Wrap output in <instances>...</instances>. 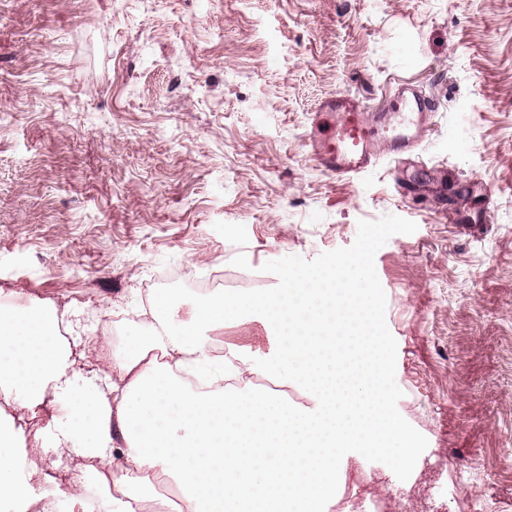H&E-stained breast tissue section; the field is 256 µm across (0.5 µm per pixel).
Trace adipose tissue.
I'll return each instance as SVG.
<instances>
[{"label":"adipose tissue","mask_w":512,"mask_h":512,"mask_svg":"<svg viewBox=\"0 0 512 512\" xmlns=\"http://www.w3.org/2000/svg\"><path fill=\"white\" fill-rule=\"evenodd\" d=\"M353 264L342 257L321 271L281 267L277 288L208 295L176 325L170 298L159 295L157 324L113 351L102 387L90 380L74 388L55 307L0 314V400L33 408L47 389L62 395L50 441L80 459L63 491L72 501L95 483L105 512H329L353 451L383 452L400 465L413 454L390 406L374 291L352 274ZM245 313L276 330L281 347L263 368L227 352L233 373L299 380L311 407L254 388L202 392L181 381L182 369L215 372L203 329ZM18 438L0 428V501L35 494L33 475L14 452ZM161 480L174 486V497L157 493Z\"/></svg>","instance_id":"ef3b65f1"}]
</instances>
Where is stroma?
<instances>
[{"mask_svg": "<svg viewBox=\"0 0 512 512\" xmlns=\"http://www.w3.org/2000/svg\"><path fill=\"white\" fill-rule=\"evenodd\" d=\"M436 114L341 180L326 98ZM366 253L414 445L349 458L354 512H512V0H0V293L63 312L78 380L143 330L146 283ZM212 339L273 363L255 315Z\"/></svg>", "mask_w": 512, "mask_h": 512, "instance_id": "stroma-1", "label": "stroma"}]
</instances>
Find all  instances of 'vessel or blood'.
Here are the masks:
<instances>
[{
    "instance_id": "obj_1",
    "label": "vessel or blood",
    "mask_w": 512,
    "mask_h": 512,
    "mask_svg": "<svg viewBox=\"0 0 512 512\" xmlns=\"http://www.w3.org/2000/svg\"><path fill=\"white\" fill-rule=\"evenodd\" d=\"M432 119L428 102L400 92L389 109H370L361 101L338 95L321 102L311 141V157L324 172L353 180L370 172L381 156L399 160L418 148Z\"/></svg>"
}]
</instances>
